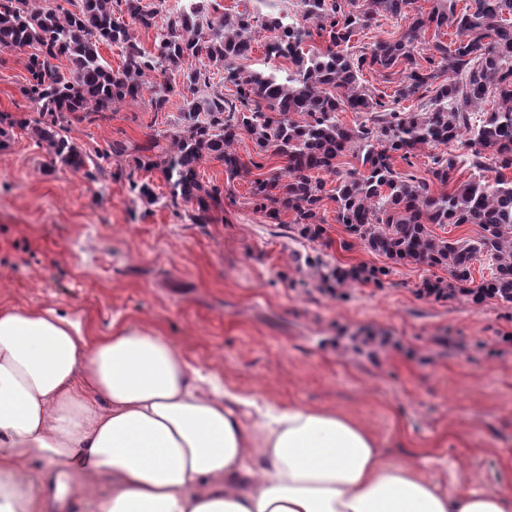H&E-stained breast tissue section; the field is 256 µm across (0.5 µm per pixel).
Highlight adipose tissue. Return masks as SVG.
I'll use <instances>...</instances> for the list:
<instances>
[{
  "label": "adipose tissue",
  "mask_w": 512,
  "mask_h": 512,
  "mask_svg": "<svg viewBox=\"0 0 512 512\" xmlns=\"http://www.w3.org/2000/svg\"><path fill=\"white\" fill-rule=\"evenodd\" d=\"M455 483L341 413L233 391L150 327L0 306V512H63L68 490L94 512H512V487Z\"/></svg>",
  "instance_id": "adipose-tissue-1"
}]
</instances>
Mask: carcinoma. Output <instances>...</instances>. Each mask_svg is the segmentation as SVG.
I'll return each mask as SVG.
<instances>
[{"label": "carcinoma", "instance_id": "cac0c4a2", "mask_svg": "<svg viewBox=\"0 0 512 512\" xmlns=\"http://www.w3.org/2000/svg\"><path fill=\"white\" fill-rule=\"evenodd\" d=\"M414 0H300L295 19L286 23L275 14L261 12L224 14L208 40L201 36L200 19L206 0H174L166 15L165 33L154 52L145 51L120 20L126 15L144 29L157 25V12L141 0H67L68 7H52L42 0H0V49H32L26 70L30 78L24 94L36 104L38 117L1 115L8 127L31 129L38 143L75 170L93 177L111 164L112 149L91 156L69 140L65 122L92 115L107 118L112 106L135 101L144 78L155 82L151 105L161 110L173 86L169 74L182 73L186 108L181 123L168 134L170 146L147 168L161 169L172 204L196 203L200 222L211 207L221 205L224 189L205 187L197 168L208 157L224 164L229 179L251 169L264 168L265 153L285 158L288 179L278 174L251 181L252 195L275 219L279 208L295 214L301 237L314 241L324 233L318 212L325 198L322 171L336 175L330 199L336 202L337 220L370 250L394 261L446 266L451 280L426 286L436 297L456 292L479 301L497 297L512 303V181L489 180L490 164L512 168V0H439L429 13L412 14ZM409 20L401 39L376 41L352 51V37L372 25L380 13ZM435 27L454 28L445 43H430L427 52L415 54V42ZM278 32L277 43L267 48V58L283 57L293 68L241 70L236 61L248 56L259 30ZM319 36L326 49L307 55L302 44ZM122 47V67L106 66L99 45ZM206 57L224 68V82L235 87V97L201 95L209 84V66L186 63ZM65 57L64 73L54 61ZM382 73L385 83H395L390 99L383 91L363 86L365 69ZM397 81H392L393 75ZM498 98L484 115L481 104ZM413 100L416 109L398 108ZM349 109L366 114L354 129L343 127L336 112ZM249 133L258 148L257 159L242 162L233 149L238 132ZM465 138L463 161L475 171L471 179L447 191L458 164L457 156L435 149ZM430 148L429 172L441 190L394 168L392 154L400 153L412 165L414 151ZM351 152L362 160L366 172H343L336 159ZM432 224H477L481 234L471 240L451 242L432 233ZM480 254L492 260L490 280L475 288L471 262ZM305 263L324 281L342 284L361 274L377 278L385 271L330 266L319 257Z\"/></svg>", "mask_w": 512, "mask_h": 512}]
</instances>
